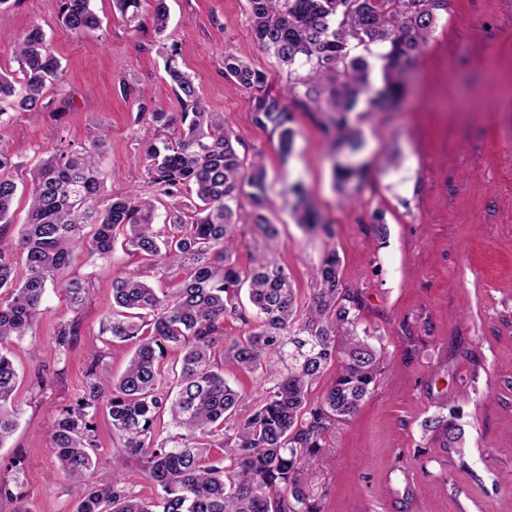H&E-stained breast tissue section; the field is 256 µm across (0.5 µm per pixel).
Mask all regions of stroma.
Masks as SVG:
<instances>
[{
  "instance_id": "stroma-1",
  "label": "stroma",
  "mask_w": 512,
  "mask_h": 512,
  "mask_svg": "<svg viewBox=\"0 0 512 512\" xmlns=\"http://www.w3.org/2000/svg\"><path fill=\"white\" fill-rule=\"evenodd\" d=\"M168 4L170 24L160 36L148 0L137 26L112 0H93L101 24L83 37L60 30L58 0L0 6V72L17 73L12 39L35 24L63 68L61 85L44 92L47 109L12 111L0 127V147L20 161L15 224L26 219L30 168L63 139L86 144L108 130L99 157L106 192L123 195L142 185L141 141L149 126L135 120L134 93L146 90L150 107L178 111L161 58L162 46L176 44L204 104L223 113L237 137L240 157L261 159L266 169V214L277 241L238 225L232 262H275L303 303L314 268L336 251L341 286L364 300L359 328L384 352L372 394L326 436L325 462L311 478L323 512H512V0H448L409 72L404 100L385 112L352 113L363 141L357 154L336 148L312 113L298 110L286 158L277 135L253 123L249 93L224 76L230 52L266 72L273 93L288 94L287 69L253 38L247 0ZM351 161L367 162L363 185L335 180L334 163ZM298 181L332 235L297 224L290 187ZM375 212L385 236L366 226ZM120 270L139 272L159 291L189 275L160 273L119 248L95 261L75 254L65 275L88 282L81 312L48 288L45 316L31 336L10 345L20 416L0 445V460L23 455L16 478L30 512H74L75 489L59 473L47 431L54 409L82 389ZM76 315L83 335L56 365V328ZM59 367L62 380L38 395L36 374ZM448 414L463 430L461 446L452 449L422 428Z\"/></svg>"
}]
</instances>
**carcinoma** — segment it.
Here are the masks:
<instances>
[{
    "label": "carcinoma",
    "mask_w": 512,
    "mask_h": 512,
    "mask_svg": "<svg viewBox=\"0 0 512 512\" xmlns=\"http://www.w3.org/2000/svg\"><path fill=\"white\" fill-rule=\"evenodd\" d=\"M92 0H59V26L81 35L100 25ZM152 23L163 34L169 22L167 0H150ZM257 44L288 67L293 104L330 114L322 131L336 145L361 148L350 114L359 105L382 111L404 93L402 76L430 37L436 11L448 0H248ZM122 18H139L141 0H113ZM383 46V82L370 81V65L352 54L353 44ZM22 79L0 73V103L39 112L47 85L61 81L60 60L46 49L42 28L34 25L14 38ZM164 71L180 111H148L139 93L136 120L153 132L143 146L144 187L106 194L98 172L103 133L88 146H56L30 172L29 211L16 239L9 238L11 208L18 184L14 155L0 149V446L18 425L11 403L18 373L5 349L32 332L45 314L48 285L60 288L75 310L89 288L58 276L76 250L104 258L119 245L153 267L186 268L188 279L157 293L135 273L112 281V311L102 318V346L93 347L81 395L56 409L49 444L62 476L76 487L75 512H322L321 495L310 476L323 462L329 429L353 416L375 388L382 351L358 331L361 295L340 287V260L327 253L315 269L316 283L306 309L298 311L284 269L266 259L243 270L231 262L234 233L242 209L266 238L277 229L265 214L267 184L262 162L249 164L224 128V117L210 112L190 75L165 56ZM224 76L250 95L253 123L278 134L287 150L293 140L290 105L270 89L265 72L233 53L224 54ZM249 191H244V188ZM296 221L309 230L328 224L307 204L302 183L291 187ZM164 204V230L156 228L158 198ZM187 197L190 203L182 198ZM191 210L188 215L185 210ZM92 228V233L85 232ZM248 290L258 325L239 338L224 335V323L250 324L241 291ZM82 336L75 315L55 332L54 354L67 358ZM135 350L117 378L106 358L114 340ZM180 351V368L167 377L158 358ZM339 369L321 401L309 402V388L332 362ZM266 374L263 399L245 415L246 395L224 377V365ZM105 412L117 438L112 475L85 482L100 449L98 416ZM425 430L452 448L462 432L435 417ZM157 489L154 498L133 491L130 468ZM21 484L0 478V505L22 507Z\"/></svg>",
    "instance_id": "1"
}]
</instances>
